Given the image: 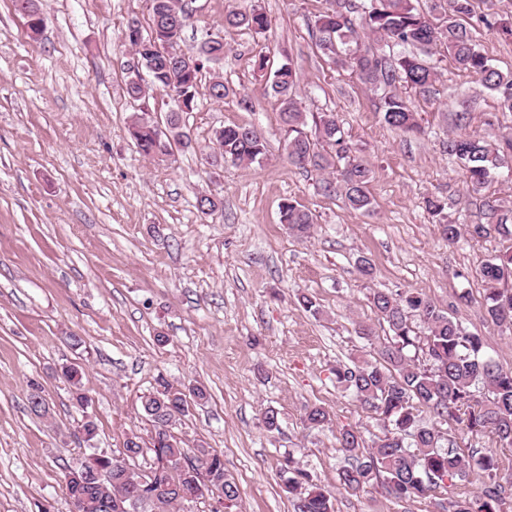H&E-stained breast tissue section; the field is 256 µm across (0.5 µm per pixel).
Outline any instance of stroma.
Wrapping results in <instances>:
<instances>
[{"label":"stroma","instance_id":"stroma-1","mask_svg":"<svg viewBox=\"0 0 512 512\" xmlns=\"http://www.w3.org/2000/svg\"><path fill=\"white\" fill-rule=\"evenodd\" d=\"M187 3L194 22L181 48L194 51L208 29L221 33L226 52L204 70L198 107L182 115L190 143L168 165L141 155L128 134L137 107L168 110L162 93L137 106L125 93L124 31L131 18L147 20V0H38L46 24L35 41L14 0H0V512H70L63 468L86 452L85 414L97 420V447H122L133 431L148 436L141 399L160 375L206 388V400L173 432L187 446L223 451L240 512H294L278 472L288 454L333 493L336 512H439L433 502L407 505L377 487L353 495L340 486L347 459L337 436L354 428L369 443L382 424L337 386L332 370L375 359L384 345L368 300L375 289L424 294L512 368V334L483 307L481 270L501 239L472 234L485 221V202L512 212V169L475 193L445 149L459 132L462 100L473 103L472 133L512 132V112L438 53L431 93L400 90L422 128L402 134L383 120L382 91L330 69L313 45L310 25L325 0ZM250 3L270 18L266 35L225 28V11ZM472 5L465 23L477 44L493 65L512 70V41L481 21H512V0ZM263 46L274 63L290 59L301 69L304 112L335 113L370 163V210L323 194L327 173L288 163L278 103L253 68ZM216 73L234 90L221 102L208 95ZM228 125L262 133L268 159L248 167L206 161L215 131ZM203 194L220 201L212 215L195 208ZM430 196L447 198L449 222L462 227L455 244L442 240L425 206ZM287 199L318 217L305 236L280 222ZM362 257L372 277L359 271ZM300 293L317 298L320 315L297 303ZM160 333L169 338L162 348L153 341ZM65 363L84 369L89 412L56 375ZM36 386L48 417L28 409ZM312 405L329 410L328 427L305 426ZM269 407L280 418L273 433L261 422Z\"/></svg>","mask_w":512,"mask_h":512}]
</instances>
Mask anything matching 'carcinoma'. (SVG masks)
<instances>
[{
	"label": "carcinoma",
	"mask_w": 512,
	"mask_h": 512,
	"mask_svg": "<svg viewBox=\"0 0 512 512\" xmlns=\"http://www.w3.org/2000/svg\"><path fill=\"white\" fill-rule=\"evenodd\" d=\"M149 2L147 26H137L145 38L155 31L177 26L183 29L192 19V12L178 0ZM327 3L310 27L315 47L334 68L351 71L373 90H386L382 109L389 126L405 133L420 131L416 112L392 88L404 83L423 93L430 91L439 76L430 59L440 50L461 72L494 93L502 109L512 112V72L496 68L460 22L461 17L471 14V0H434L427 11L419 7V0ZM224 25L262 34L269 30V19L261 8L252 5L228 10ZM126 41L137 47L138 62L151 88L168 93L180 73L182 55L150 51L131 36ZM197 55L201 64L183 78V107L165 115L171 137L159 135L148 113L133 117L129 133L142 155L155 159L170 153L174 145H188L180 113L196 108L202 73L224 57V38L207 35ZM254 68L267 79L270 95L279 102L288 163L304 170L337 169L336 183H326L323 191H337L350 208L368 210L372 205L368 192L372 170L352 155L336 115L322 112L312 116L314 135L306 132L307 113L296 97L302 80L300 70L290 60L271 64L269 53L263 49L254 54ZM328 147L334 153H328ZM446 150L461 163L467 182L478 191L512 158V136L464 132L448 139ZM213 152L235 166H249L267 159L270 144L251 127L229 125L216 131ZM426 208L438 218L443 239L455 243L461 227L445 219L448 200L429 197ZM486 218L487 223L473 226V234L484 237L495 232L508 245L482 267V276L490 285L485 310L496 325L511 331L512 287L499 288L497 284L512 276V227L506 225L494 205L488 206ZM280 222L304 234L317 222V216L288 200L280 205ZM370 302L378 319L388 327L387 343L379 351V359L338 363L332 374L336 384L377 416L383 433L370 448L364 446L357 429L340 434L338 445L348 457V466L339 472L340 485L354 493L378 486L401 503L430 500L440 507L448 506V512H503L502 506L512 502V481L500 476L496 453L490 448H462L458 440L488 436L502 446L512 447V370L496 365L485 354L481 337L469 333L461 322L421 293L376 290ZM61 373L71 386L76 404L88 408L91 398L83 389L82 371L64 365ZM206 398L202 387L194 385L184 390L160 375L154 390L141 401V410L152 429L157 430L172 426L173 420L189 412L191 403ZM423 411L441 422H453L454 429L443 432L425 425ZM330 421L329 411L321 405L308 407L304 414V423L310 428L324 427ZM80 431L90 453L77 464L66 466L64 490L69 500L83 504V512H190L200 469L208 471L221 492L223 512L239 506L238 487L224 471V453L220 450L202 444L185 448L172 434L149 440L147 447L140 436L133 434L121 448H99L94 444L98 425L90 415L85 416ZM148 453L153 464L138 472L116 466L118 455L134 465ZM174 459L186 460L187 466L170 471L166 463ZM475 469L485 478L477 495L448 502L442 498L448 492V483L466 481ZM280 472L286 475L294 512H333L331 494L310 472L295 466L293 457H283Z\"/></svg>",
	"instance_id": "1"
}]
</instances>
